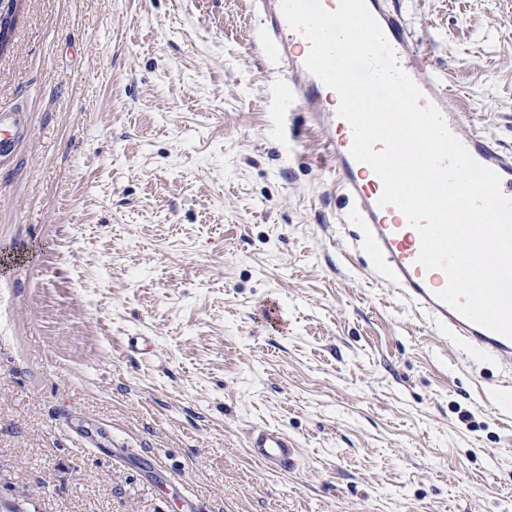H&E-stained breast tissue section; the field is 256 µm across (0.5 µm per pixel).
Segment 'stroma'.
Masks as SVG:
<instances>
[{
  "mask_svg": "<svg viewBox=\"0 0 512 512\" xmlns=\"http://www.w3.org/2000/svg\"><path fill=\"white\" fill-rule=\"evenodd\" d=\"M512 147V0H407ZM252 0H22L0 53V507L512 512V363L431 332L343 223ZM280 305L286 323L255 319ZM276 427L295 470L250 452Z\"/></svg>",
  "mask_w": 512,
  "mask_h": 512,
  "instance_id": "35a3bbf8",
  "label": "stroma"
}]
</instances>
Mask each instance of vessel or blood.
Returning a JSON list of instances; mask_svg holds the SVG:
<instances>
[{
	"instance_id": "obj_1",
	"label": "vessel or blood",
	"mask_w": 512,
	"mask_h": 512,
	"mask_svg": "<svg viewBox=\"0 0 512 512\" xmlns=\"http://www.w3.org/2000/svg\"><path fill=\"white\" fill-rule=\"evenodd\" d=\"M254 4L263 33V54L286 66L289 76L282 88L284 96L300 101L323 129L335 182L349 206L346 220L360 226L359 245L374 257L379 280L392 288L430 331L456 336L490 358L512 357V339L471 322L438 299V291L447 283L445 273L419 264L421 240L417 229L396 207L379 206L381 180L368 179V166L352 157L353 137L347 132L348 122L325 109L324 83L305 66L308 41L288 26L280 0H254ZM366 4L395 50L401 68L421 90L424 102L438 108L473 159L495 171L501 179L502 192L512 197V150L466 126L462 114L451 111L447 85L430 69L427 59L415 51L402 0H366ZM248 446L258 460L271 468L288 471L297 465L296 444L281 429L251 430Z\"/></svg>"
}]
</instances>
